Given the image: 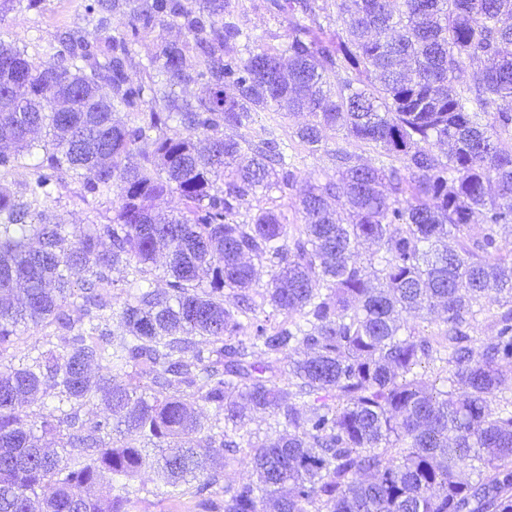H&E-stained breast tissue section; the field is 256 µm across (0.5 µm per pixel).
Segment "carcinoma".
Listing matches in <instances>:
<instances>
[{
	"instance_id": "cac0c4a2",
	"label": "carcinoma",
	"mask_w": 512,
	"mask_h": 512,
	"mask_svg": "<svg viewBox=\"0 0 512 512\" xmlns=\"http://www.w3.org/2000/svg\"><path fill=\"white\" fill-rule=\"evenodd\" d=\"M266 2L288 20L278 47L231 0H86L39 66L0 40V176L41 150L30 181L0 179V512H134L141 471L200 494L243 446L256 479L206 512H512V399L496 400L512 387V0ZM164 25L186 39L133 80ZM258 110L310 113L294 138L311 154L330 129L380 160L336 149L293 228L275 206L243 217L295 182L284 142L240 133ZM72 182L117 194L112 216L66 223L54 194ZM255 260L273 268L262 289ZM485 300L500 312L476 344ZM437 307L441 332L406 326ZM39 326L56 341L8 358ZM425 360L446 364L443 388ZM45 386L55 404L28 411ZM251 411L282 431L255 436Z\"/></svg>"
}]
</instances>
